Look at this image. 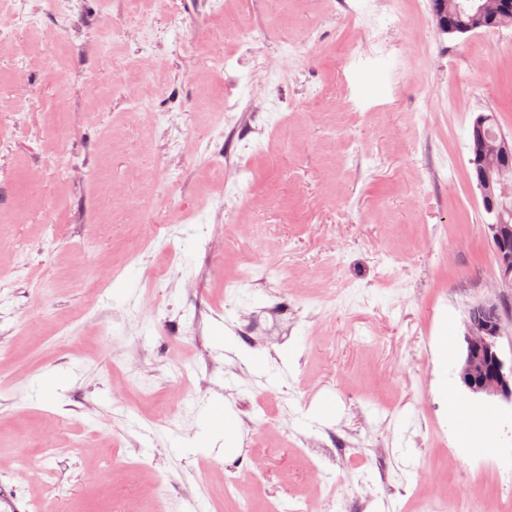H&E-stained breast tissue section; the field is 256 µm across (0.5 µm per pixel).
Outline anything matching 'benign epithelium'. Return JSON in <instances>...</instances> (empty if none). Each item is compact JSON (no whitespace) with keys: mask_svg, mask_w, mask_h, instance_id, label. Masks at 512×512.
Listing matches in <instances>:
<instances>
[{"mask_svg":"<svg viewBox=\"0 0 512 512\" xmlns=\"http://www.w3.org/2000/svg\"><path fill=\"white\" fill-rule=\"evenodd\" d=\"M473 9L469 23L455 25L441 20L440 30L453 34L490 22L496 27L512 25V9L509 7L491 6L479 0ZM484 124L485 117L480 115L472 127L473 138L481 145V151L475 154L477 168L474 178L489 201L512 199V176L507 170H495L489 164L490 158L508 153V141L503 137L487 136ZM487 229L498 266L499 275L495 283L498 293L495 298L478 301L468 308L457 375L470 393L497 398L512 405V362L503 358L498 345L504 330L506 304L512 297V225L500 213L493 223L487 225Z\"/></svg>","mask_w":512,"mask_h":512,"instance_id":"obj_1","label":"benign epithelium"}]
</instances>
